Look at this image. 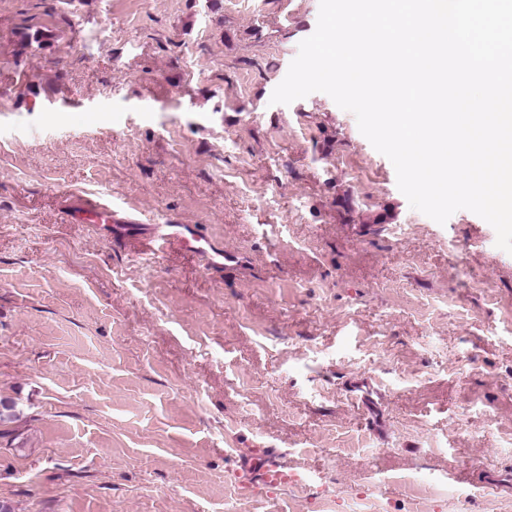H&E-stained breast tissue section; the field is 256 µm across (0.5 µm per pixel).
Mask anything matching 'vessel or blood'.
<instances>
[{
  "mask_svg": "<svg viewBox=\"0 0 512 512\" xmlns=\"http://www.w3.org/2000/svg\"><path fill=\"white\" fill-rule=\"evenodd\" d=\"M70 219L78 223L104 224L117 240L136 239L140 245V257L147 260L178 244L195 249L210 269H222L226 261L223 249L202 238L192 224H170L162 233L153 229L146 231L141 225L132 223L123 208H107L93 200L83 201ZM236 475L240 483L252 491L274 489L296 479L295 474L289 473L280 463L278 453L273 451L262 455L259 460L240 465Z\"/></svg>",
  "mask_w": 512,
  "mask_h": 512,
  "instance_id": "1",
  "label": "vessel or blood"
}]
</instances>
